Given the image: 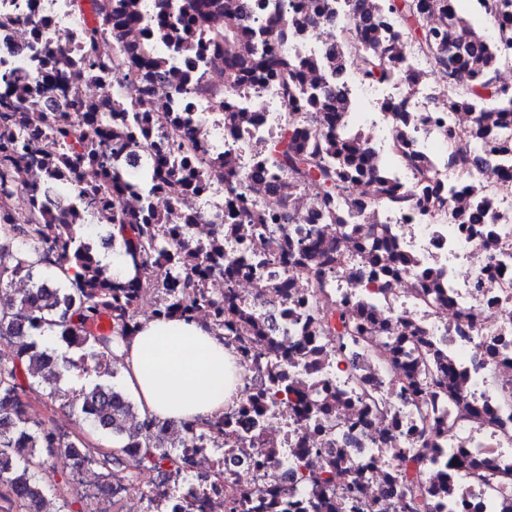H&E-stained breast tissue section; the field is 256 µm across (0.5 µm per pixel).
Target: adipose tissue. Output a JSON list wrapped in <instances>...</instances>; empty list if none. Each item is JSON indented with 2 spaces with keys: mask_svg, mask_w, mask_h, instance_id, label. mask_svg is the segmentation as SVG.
I'll return each instance as SVG.
<instances>
[{
  "mask_svg": "<svg viewBox=\"0 0 512 512\" xmlns=\"http://www.w3.org/2000/svg\"><path fill=\"white\" fill-rule=\"evenodd\" d=\"M116 352L141 418L194 422L223 414L238 394L223 338L199 321H142Z\"/></svg>",
  "mask_w": 512,
  "mask_h": 512,
  "instance_id": "obj_1",
  "label": "adipose tissue"
}]
</instances>
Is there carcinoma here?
Here are the masks:
<instances>
[{
  "instance_id": "cac0c4a2",
  "label": "carcinoma",
  "mask_w": 512,
  "mask_h": 512,
  "mask_svg": "<svg viewBox=\"0 0 512 512\" xmlns=\"http://www.w3.org/2000/svg\"><path fill=\"white\" fill-rule=\"evenodd\" d=\"M485 2L484 14L492 23V33L478 43L471 41L467 34L473 31V26L462 16L459 0H454L446 17L448 27L460 31V35L446 44L439 42L438 34L429 26L419 0L385 2V10L403 30L413 53L447 78L450 112L461 107L477 113L512 111V89L498 84L496 78L498 44L512 45V33L497 27V23L512 22V0ZM355 57V78L359 83L373 84L391 78L389 53L363 50L357 45ZM280 79L281 85L288 89V98L283 100L284 111L292 112L299 106L308 112L318 110L317 96H295L297 74L293 68H280ZM23 136L17 106L0 99V139L3 140L0 169L17 184L24 183L25 173L37 155L49 156L67 142L70 151L62 154L60 164L70 171L87 162L110 169L113 155L122 148V144L104 133L94 135L79 125L64 123L52 125L51 136L41 142L23 143V150L18 152L15 141ZM507 141L505 132L484 135L480 148L503 152ZM270 153L282 159L291 174L309 182L326 199L344 190L341 170H353V158L338 153L333 163L319 144L307 155L296 157L290 146L280 141L273 144ZM83 205L87 214L106 227L107 238L131 263L132 273L124 277L112 273L109 266L90 253L94 240L91 233L78 234L74 224H53L41 210L31 212L26 224H0V255L9 256V261H0V337H11L17 347L15 359L0 364V487L6 488L25 508L43 496V456L61 448L85 447L76 435L60 433L43 422L12 411L14 404L29 399L31 394L52 404L60 397L57 379H46L40 373L46 351L38 349L32 337L42 336L49 330L66 345L76 344L82 360L110 354L112 369L107 375L112 377L119 365L112 348L138 329L135 320L142 294L159 295L160 304L155 313L159 320H189L194 307L213 304L203 291L202 278L215 269L210 265L202 267L197 253L177 239L180 225L165 223V219L155 217L149 209L139 223L127 224L117 211L103 208V196L97 191L90 193ZM28 246L50 262L43 267L30 262ZM164 247L172 249L185 268L181 290L172 295L161 291L165 274L151 264L152 257ZM20 275L30 282V288L24 291L12 288L14 279ZM35 379L44 383L42 389L35 387ZM66 406L79 411L95 428L115 438L117 453L100 452L93 457V461L108 469L119 461V455L127 454L130 441L135 442L138 452L133 465L140 471L175 465L176 449L189 436L207 439L217 448L224 447V417L200 423L143 422L136 414L134 403L108 385L99 383L71 394L67 396Z\"/></svg>"
}]
</instances>
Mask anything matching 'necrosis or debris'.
<instances>
[{
    "label": "necrosis or debris",
    "mask_w": 512,
    "mask_h": 512,
    "mask_svg": "<svg viewBox=\"0 0 512 512\" xmlns=\"http://www.w3.org/2000/svg\"><path fill=\"white\" fill-rule=\"evenodd\" d=\"M132 19L95 21L74 0H0V70L44 136L51 116L126 135L119 159L150 179L156 214L182 223L222 270L205 287L217 304L240 397L224 412V445L186 438L181 469L134 497L124 479L80 454L69 467L100 512H512V157L480 151L474 112L449 111L443 86L409 52L382 0H125ZM232 25L226 39L210 30ZM298 84L337 99L333 112L294 114L254 51L259 27ZM374 27L395 48L390 80L348 75L349 33ZM97 30L101 70L84 67ZM188 129L189 153H157ZM302 152L318 141L355 150L362 168L324 199L273 166L282 130ZM465 170L449 167V155ZM141 215V194L108 187L98 166L68 177L62 223L84 217L87 191ZM484 220L467 223L475 203ZM422 492L409 486L408 463ZM335 471L332 484L319 483Z\"/></svg>",
    "instance_id": "4bbe7bcc"
}]
</instances>
